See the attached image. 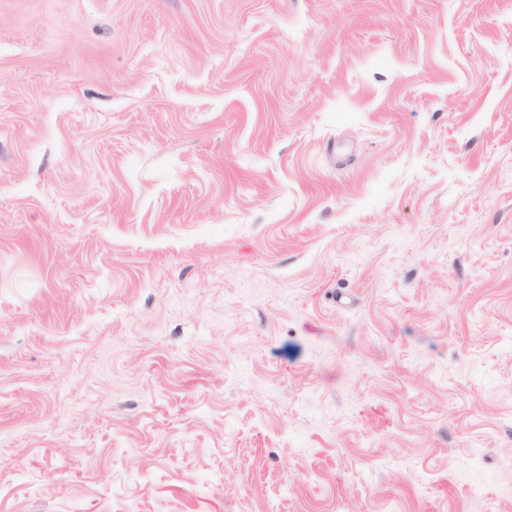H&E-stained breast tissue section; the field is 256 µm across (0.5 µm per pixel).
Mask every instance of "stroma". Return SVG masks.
<instances>
[{"label":"stroma","instance_id":"stroma-1","mask_svg":"<svg viewBox=\"0 0 512 512\" xmlns=\"http://www.w3.org/2000/svg\"><path fill=\"white\" fill-rule=\"evenodd\" d=\"M0 512H512V0H0Z\"/></svg>","mask_w":512,"mask_h":512}]
</instances>
